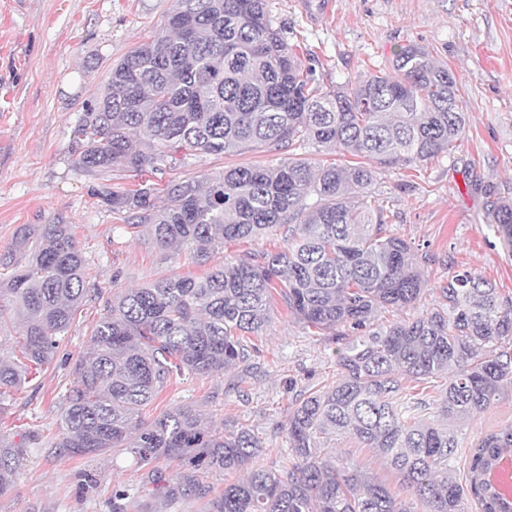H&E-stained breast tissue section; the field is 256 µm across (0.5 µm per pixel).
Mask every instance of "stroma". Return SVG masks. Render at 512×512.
<instances>
[{
	"instance_id": "obj_1",
	"label": "stroma",
	"mask_w": 512,
	"mask_h": 512,
	"mask_svg": "<svg viewBox=\"0 0 512 512\" xmlns=\"http://www.w3.org/2000/svg\"><path fill=\"white\" fill-rule=\"evenodd\" d=\"M275 27L300 43L328 89L361 72L390 67L394 53L417 43L434 49L460 83L468 114L455 147L405 172L378 168L372 187L388 228L430 254L428 289L415 305L379 312L376 324L410 321L439 303L440 286L468 270L512 298V254L486 221L475 183L493 185L512 197V0H267ZM175 0H0V263L24 267L28 249L20 236L37 238L43 225H72L88 261L92 283L113 296L169 274L199 277L250 253L283 247L284 231L225 242L205 262L186 251L160 247L148 227L130 228L97 193L102 187H132L140 179L162 184L231 166L275 165L286 153L245 150L203 155L189 163L143 176L92 175L71 150L73 131L86 108L105 90L109 69L163 26ZM410 189H401V181ZM103 312L83 306L47 368L13 391L0 432L20 458L4 490L0 512H112V491H126L129 512H204V500L189 497L164 504L143 486L132 456L118 451L87 457L60 452L59 395L73 380L72 366L86 355L91 330ZM245 363L218 377L174 376L142 416L190 404L212 430L251 429L264 452L259 465L289 462L287 415L310 390L335 382L337 351L332 334L303 329L281 302L260 336H249ZM512 426V389L487 410L450 422L458 443L448 474L465 483L466 451L477 436ZM325 456H351L368 475L400 493L412 512L423 506L401 493L399 479L372 449L350 434H328Z\"/></svg>"
}]
</instances>
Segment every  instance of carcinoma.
I'll return each instance as SVG.
<instances>
[{
    "mask_svg": "<svg viewBox=\"0 0 512 512\" xmlns=\"http://www.w3.org/2000/svg\"><path fill=\"white\" fill-rule=\"evenodd\" d=\"M393 73L358 74L322 92L313 68L274 27L266 0H175L153 38L112 64L106 91L74 130L76 163L91 174L170 167L187 156L244 150L290 152L308 143L355 158L351 164L288 158L237 166L159 188L99 191L103 203L147 224L162 246H184L197 261L226 240L279 226L286 246L250 254L202 277L166 275L105 301L90 352L76 361L59 401L58 447L87 456L121 449L147 468L143 482L164 499L210 493L202 475L239 474L206 502V512H412L351 457L335 463L318 439L350 433L395 471L427 512H467L479 498L448 477L453 435L399 403L407 384L448 375L439 411L464 419L512 386V300L485 278L458 272L442 302L408 323L374 326L379 312L421 299L430 257L387 233L368 197L372 163L411 169L446 152L465 133L455 75L433 52L405 45ZM141 135V147L130 134ZM491 229L512 251V198L489 185ZM70 224H46L30 262L0 280V328L19 319L20 355L0 356V412L7 399L49 366L79 308L103 293ZM300 324L356 336L339 354L333 385L288 409L292 465H255L263 452L251 430L221 434L191 405L141 418L172 376H219L250 358L244 335L270 321L275 298ZM512 445V427L475 447ZM0 435V489L12 456ZM176 461L169 478L152 467Z\"/></svg>",
    "mask_w": 512,
    "mask_h": 512,
    "instance_id": "1",
    "label": "carcinoma"
}]
</instances>
